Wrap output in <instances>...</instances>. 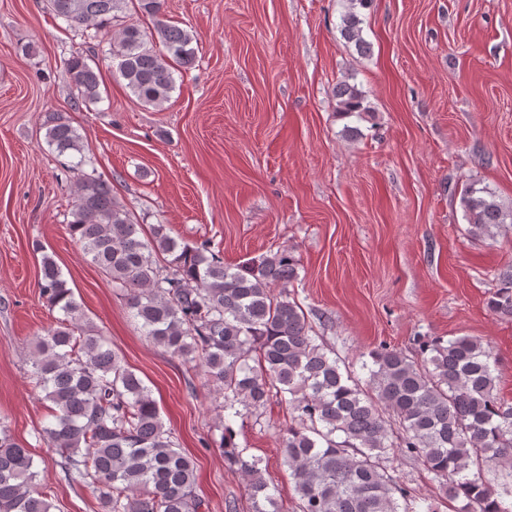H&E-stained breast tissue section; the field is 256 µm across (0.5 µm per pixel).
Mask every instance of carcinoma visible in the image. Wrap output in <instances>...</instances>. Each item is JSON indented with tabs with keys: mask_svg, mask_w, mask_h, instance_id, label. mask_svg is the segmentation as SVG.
<instances>
[{
	"mask_svg": "<svg viewBox=\"0 0 512 512\" xmlns=\"http://www.w3.org/2000/svg\"><path fill=\"white\" fill-rule=\"evenodd\" d=\"M129 0H46L68 27L108 36V57L126 87L159 106L175 86L172 63L195 60L191 34L164 19V0H134L153 21L112 31ZM347 0L342 36L360 50L359 9ZM166 53L160 54L155 43ZM77 98H101L99 77L85 58L65 66ZM344 118L370 111L365 95L346 81L336 87ZM48 147L80 154V134L66 118L46 124ZM73 165L76 190L68 227L83 253L124 294L143 335L172 354L198 362L224 412V460L246 477L252 512H279L261 460L235 441L233 420L271 400L288 405L291 422L280 440L299 512H436L390 473L399 453L422 459L456 512H512V403L497 392V364L489 345L471 336L420 341V358L382 347L368 353L361 378L318 335L290 287L299 263L288 248L224 264L211 244H180L164 224L150 239L130 219L112 188ZM467 231L495 238L512 226V205L478 180L460 198ZM169 255L167 265L158 256ZM41 294L63 317L35 338L31 376L56 412L39 438L56 448L68 483L98 492L100 512H201L194 460L165 429L143 380L107 341L87 326L84 312L56 262L43 255ZM495 316L512 320V268L498 274L487 300ZM492 468L496 485L484 478ZM39 472L27 446L0 418V512H51L36 487Z\"/></svg>",
	"mask_w": 512,
	"mask_h": 512,
	"instance_id": "cac0c4a2",
	"label": "carcinoma"
}]
</instances>
